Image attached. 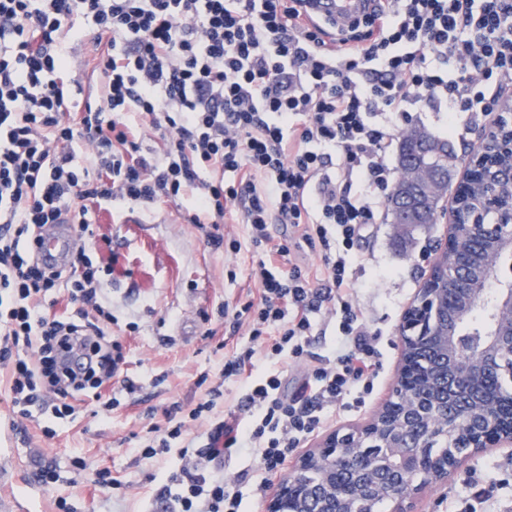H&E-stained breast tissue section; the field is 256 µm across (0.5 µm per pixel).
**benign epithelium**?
Instances as JSON below:
<instances>
[{
	"label": "benign epithelium",
	"instance_id": "7a95c632",
	"mask_svg": "<svg viewBox=\"0 0 512 512\" xmlns=\"http://www.w3.org/2000/svg\"><path fill=\"white\" fill-rule=\"evenodd\" d=\"M477 153L457 181L472 222L452 223L397 326L399 360L389 397L363 423L322 435L278 482L265 512H414L418 497L469 460L512 447V403L488 387L512 377V136L493 113L475 132ZM452 155L429 153L403 170L401 189L441 192L435 171ZM492 292V323L479 340L465 325ZM465 434L464 452L432 455L438 437Z\"/></svg>",
	"mask_w": 512,
	"mask_h": 512
}]
</instances>
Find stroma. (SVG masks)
Masks as SVG:
<instances>
[{
    "instance_id": "35a3bbf8",
    "label": "stroma",
    "mask_w": 512,
    "mask_h": 512,
    "mask_svg": "<svg viewBox=\"0 0 512 512\" xmlns=\"http://www.w3.org/2000/svg\"><path fill=\"white\" fill-rule=\"evenodd\" d=\"M414 231L389 221L378 224L362 239L354 266L355 295L370 332L381 334L384 357L374 390L361 407L338 409L328 429L363 422L384 402L397 363L396 328L417 288L421 270L431 260L429 249L448 223ZM95 232L112 236L113 248L129 245L134 255L131 274L104 285L106 298L118 324L113 327L128 352L124 367L138 390L120 395V404L107 415H95L82 406L72 416L45 415L29 420L14 413L10 379L0 369V512H16V502L27 512H151L168 471L179 465L177 452L145 458L137 436L165 425L172 406L190 410L204 396L197 379L202 373L218 376L223 353L207 345L202 334L205 318H217L224 302H243L252 283L248 277L252 254L244 250L230 257L207 248L201 231L185 223L177 208H129L107 204L98 215ZM136 323L129 332L128 323ZM53 435H46V428ZM48 462L57 480L43 487L36 468ZM109 470L118 482L103 492L94 480L99 470ZM492 493L512 512V454L494 450L476 458L448 480L443 488L428 490L419 512H481L463 487Z\"/></svg>"
}]
</instances>
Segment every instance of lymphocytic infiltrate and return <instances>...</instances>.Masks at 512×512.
<instances>
[{
	"label": "lymphocytic infiltrate",
	"instance_id": "f902f5d3",
	"mask_svg": "<svg viewBox=\"0 0 512 512\" xmlns=\"http://www.w3.org/2000/svg\"><path fill=\"white\" fill-rule=\"evenodd\" d=\"M300 2L0 0V368L20 417L63 416L81 397L112 410L102 391L125 362L102 296L117 254L79 244L50 265L30 247L37 228L68 224L81 240L96 206L173 203L208 248L257 255L255 297L220 312L236 343L219 341L217 381L145 439L149 458L182 445L170 512H244L302 440L373 390L383 352L354 300V244L382 219L396 133L421 105L449 128L477 124L512 92V0H373L337 30ZM80 19L94 33L72 56ZM234 211L245 239L222 232ZM304 249L318 265L297 261ZM60 291L76 309L48 317ZM319 323L334 344L287 396L254 358L303 363ZM230 382L241 394L227 412ZM232 449L264 474L250 492L208 467Z\"/></svg>",
	"mask_w": 512,
	"mask_h": 512
}]
</instances>
